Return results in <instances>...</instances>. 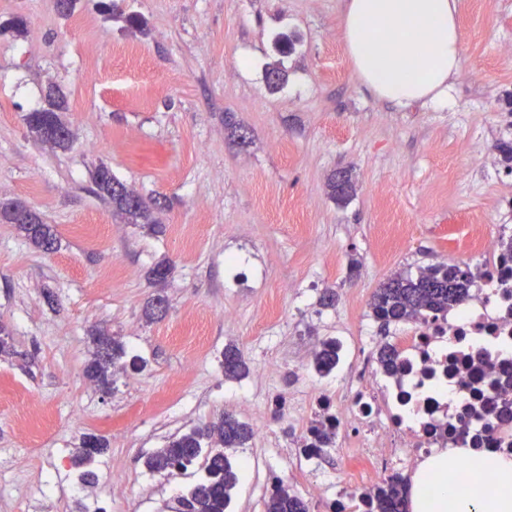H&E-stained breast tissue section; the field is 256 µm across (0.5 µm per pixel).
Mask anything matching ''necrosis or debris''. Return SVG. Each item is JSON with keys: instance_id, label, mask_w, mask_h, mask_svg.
<instances>
[{"instance_id": "obj_1", "label": "necrosis or debris", "mask_w": 512, "mask_h": 512, "mask_svg": "<svg viewBox=\"0 0 512 512\" xmlns=\"http://www.w3.org/2000/svg\"><path fill=\"white\" fill-rule=\"evenodd\" d=\"M476 286L461 306L430 313L400 329L399 373L367 368L351 378L346 407L316 395L300 452L320 456L317 432L354 437L357 464L384 476L415 471L443 448L512 453V421L495 410L512 402V260L497 239H470Z\"/></svg>"}]
</instances>
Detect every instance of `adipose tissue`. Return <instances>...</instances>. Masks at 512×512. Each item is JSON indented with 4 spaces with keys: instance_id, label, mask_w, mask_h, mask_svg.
Returning <instances> with one entry per match:
<instances>
[{
    "instance_id": "adipose-tissue-1",
    "label": "adipose tissue",
    "mask_w": 512,
    "mask_h": 512,
    "mask_svg": "<svg viewBox=\"0 0 512 512\" xmlns=\"http://www.w3.org/2000/svg\"><path fill=\"white\" fill-rule=\"evenodd\" d=\"M459 0H345L340 19L358 81L382 103L444 106L461 71ZM448 450L433 453L412 478V512H512V456L484 455L479 470L496 486L460 487Z\"/></svg>"
}]
</instances>
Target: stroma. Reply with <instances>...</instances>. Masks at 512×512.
<instances>
[{"label":"stroma","mask_w":512,"mask_h":512,"mask_svg":"<svg viewBox=\"0 0 512 512\" xmlns=\"http://www.w3.org/2000/svg\"><path fill=\"white\" fill-rule=\"evenodd\" d=\"M116 2L117 16L80 0L64 17L52 0H0V23L27 20L23 34L0 30V201H26L58 237L46 253L0 223V324L12 338L0 355V512H86L91 493L100 512H172L205 463L171 478L145 457L224 413L268 432L232 454L241 476L229 512H265L280 483L325 512L297 477L308 470L297 418L274 400L302 407L324 392L345 405L362 339L395 332L371 315L376 289L440 255L465 263L472 234L512 225V162L500 151L512 143V0H459L462 68L445 107L382 104L361 86L343 0ZM129 13L145 29L128 27ZM281 32L299 38L285 56L273 45ZM274 63L287 80L272 91ZM52 88L68 105L65 149L24 121ZM101 164L154 201V226L94 194ZM341 169L355 185L344 202L329 188ZM164 259L175 271L158 284L150 271ZM329 289L336 304L325 307ZM160 296L166 313L149 316ZM101 331L144 362L108 390L84 374ZM329 337L341 359L318 377L313 352ZM230 344L245 378L224 377ZM89 434L108 449L86 483L74 458ZM116 470L127 484L112 483ZM310 472L327 496L360 477L345 447Z\"/></svg>","instance_id":"1"}]
</instances>
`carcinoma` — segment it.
Wrapping results in <instances>:
<instances>
[{
    "label": "carcinoma",
    "mask_w": 512,
    "mask_h": 512,
    "mask_svg": "<svg viewBox=\"0 0 512 512\" xmlns=\"http://www.w3.org/2000/svg\"><path fill=\"white\" fill-rule=\"evenodd\" d=\"M98 193L107 198L115 211L126 216L131 224L153 223L150 206L144 201L129 199L124 185L113 175L106 177L99 170L92 172ZM36 223L20 224L18 229L36 247L57 244L51 225L34 213ZM474 283L469 268L458 264L429 265L417 274L399 273L383 283L373 293L370 309L374 318L386 326L417 318L424 311H446L465 303ZM340 347L330 338L319 343L314 351L316 372L327 374L336 368ZM125 354L124 345L112 336L100 334L95 338L93 357L85 367L86 377L97 385H112V364ZM222 367L224 378L239 380L247 366L239 350L230 345L224 348ZM252 437V430L238 418L223 414L216 420L172 438L145 460L148 470L173 473L186 470L201 455H206L205 477L178 497L177 512H227L232 490L239 480L229 449L241 448ZM398 477H391L377 487L369 505L371 512H408V501L401 496ZM266 512H308L306 502L288 488L274 487L266 504Z\"/></svg>",
    "instance_id": "1"
}]
</instances>
